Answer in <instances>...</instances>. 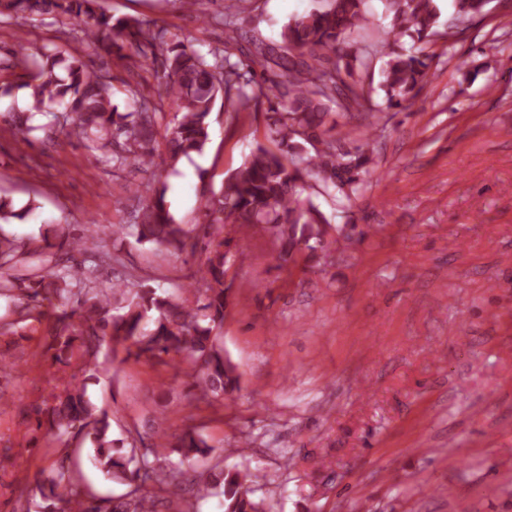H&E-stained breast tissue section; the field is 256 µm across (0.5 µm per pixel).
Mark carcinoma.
<instances>
[{"instance_id": "carcinoma-1", "label": "carcinoma", "mask_w": 512, "mask_h": 512, "mask_svg": "<svg viewBox=\"0 0 512 512\" xmlns=\"http://www.w3.org/2000/svg\"><path fill=\"white\" fill-rule=\"evenodd\" d=\"M240 2L224 7V48L203 52L157 24L113 18L97 11V0H0V21L23 26L35 19L63 24L66 41H79L125 61L126 69L148 65L157 95L130 87L127 110L112 103V76L90 69L83 60L55 45L38 58L16 50L24 70L30 107L6 111L11 127L25 135L41 131L49 138L67 127L87 152L117 167L173 168L183 157L200 154L211 141L210 115L216 99L227 105V133L234 134L242 112L264 113L272 151L256 146L245 162L205 198L204 222L192 229L176 223L166 205V187L135 186L144 198L134 223L115 233L175 252L201 250L198 276L184 285L194 300L181 299L145 285L139 278L112 280L103 266L112 261L98 235L55 234L57 242L19 240L0 229V297L13 306L15 318L0 323V366H15L10 349L46 326L42 354L51 364L73 369L63 387L54 388L21 409L34 433L45 430L57 448L90 442L93 461L109 479L129 489L112 499H98L77 474L76 462L60 458L56 474L40 489V500H25L19 512H158L155 492L177 512H187L182 485L195 486L196 497L221 496L224 512H265L263 501L249 497L248 485L261 476L248 469L213 464L187 475L182 466L211 451L196 430L177 441L181 458L168 456L170 441L159 432L143 448L141 434L112 437L107 411L87 398V385L98 379L102 347L120 345L127 357L163 360L174 353L199 399L221 402L238 390L237 366L224 353L222 329L228 306V277L233 237L226 228L261 227L278 243V259L298 263L332 243L331 219L309 196L306 180L348 205L364 185L373 162L367 135L337 139L330 135L336 114H369L376 104L361 74L367 56L349 37L369 24L366 0H322L310 11L290 18L276 39L239 33ZM391 17V40L382 46L386 61L379 87L386 108L402 110L427 81L433 56L422 44L438 33L436 0H382ZM488 0H453V20L481 15ZM408 37L413 46L399 45ZM173 112L164 149L155 147L157 113ZM24 212L0 195V224L21 220Z\"/></svg>"}]
</instances>
